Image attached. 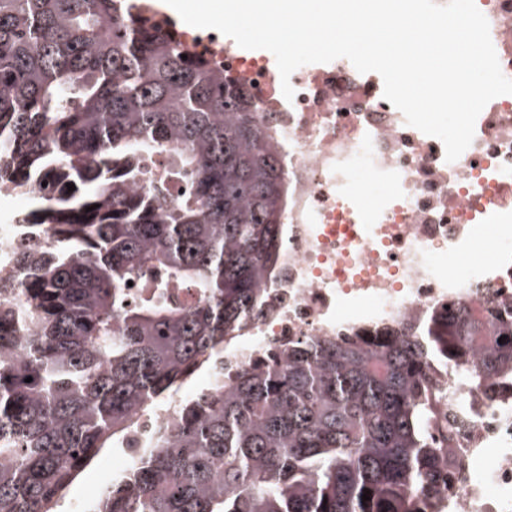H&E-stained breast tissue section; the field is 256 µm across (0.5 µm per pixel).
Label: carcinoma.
Returning <instances> with one entry per match:
<instances>
[{"label": "carcinoma", "mask_w": 512, "mask_h": 512, "mask_svg": "<svg viewBox=\"0 0 512 512\" xmlns=\"http://www.w3.org/2000/svg\"><path fill=\"white\" fill-rule=\"evenodd\" d=\"M154 16L143 0H0V192L49 183L22 224L56 241L18 244L26 280L0 282V512H64L90 460L206 368L224 386L183 399L89 512H428L454 453L427 435V362L488 390L512 378V306L224 371L225 344L265 315L279 158L242 92ZM162 153L158 186L136 191ZM169 182L185 184L171 201Z\"/></svg>", "instance_id": "cac0c4a2"}]
</instances>
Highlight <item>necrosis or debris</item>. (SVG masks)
<instances>
[{
  "label": "necrosis or debris",
  "mask_w": 512,
  "mask_h": 512,
  "mask_svg": "<svg viewBox=\"0 0 512 512\" xmlns=\"http://www.w3.org/2000/svg\"><path fill=\"white\" fill-rule=\"evenodd\" d=\"M475 3L512 78V0ZM177 37L238 82L284 172L286 235L263 283L269 310L225 363L245 364L273 342L420 326L451 303L474 313L512 303V95L486 105L472 144L449 163L439 139L384 99L381 76L348 59L295 70L289 101L268 58L242 55L208 29ZM481 239L486 259L467 261ZM426 380L440 397L430 433L456 457L452 483L431 493L436 512H512V388L486 392L434 362ZM172 426L169 410L140 415L116 471L130 472L148 438Z\"/></svg>",
  "instance_id": "1"
}]
</instances>
